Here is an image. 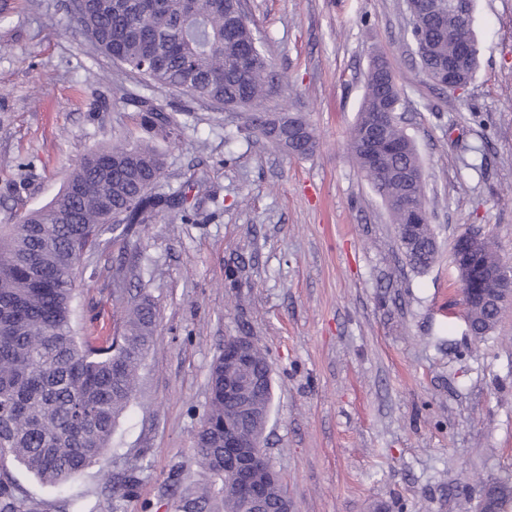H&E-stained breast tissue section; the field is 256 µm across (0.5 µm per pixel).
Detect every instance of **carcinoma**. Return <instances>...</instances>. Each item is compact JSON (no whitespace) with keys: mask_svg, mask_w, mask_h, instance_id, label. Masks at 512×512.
Segmentation results:
<instances>
[{"mask_svg":"<svg viewBox=\"0 0 512 512\" xmlns=\"http://www.w3.org/2000/svg\"><path fill=\"white\" fill-rule=\"evenodd\" d=\"M418 15L411 36L432 43V64L454 53L448 41V0ZM75 28L97 51L129 69L149 88L171 90L238 112L242 130L260 134L282 151L309 156L316 147L313 129L294 113L282 114L286 129L265 126L263 100L281 75L259 46V37L239 12L237 0H70ZM400 103L396 77L384 86L370 79L347 151L387 207L397 226L399 248L410 267L425 271L438 256L428 222L423 167L401 119L379 112L386 100ZM141 126L154 140L177 143L183 123L157 98L140 100ZM382 120L387 163L371 167L362 148L364 132ZM162 154L143 140L118 139L84 155L61 192L44 206L0 224V461L10 458L41 482L63 486L94 463L112 444L119 417L136 390L137 372L154 335L156 311L145 296L129 288L112 295L123 304L119 327L106 345L77 335V266L95 251L101 237L131 244L138 226L156 210H167L183 224L194 221L195 204L184 190L157 191ZM413 171L418 182L406 184ZM78 190L71 196L68 190ZM413 202L421 224L406 236L409 216L403 198ZM494 244L486 241L471 258L472 268L499 266ZM463 317L474 337L490 333L500 314L494 305L462 298ZM224 356L209 374V403L194 439L196 464L206 483L183 499L182 512H216L236 494L233 473L224 463V420L246 414L244 433L263 440L273 399V378L265 354L251 349L243 377L262 382L224 399ZM267 508L278 512L286 497L279 475L263 473ZM487 485L499 490V512L512 507V478ZM0 512H32L15 494L6 469L0 470Z\"/></svg>","mask_w":512,"mask_h":512,"instance_id":"carcinoma-1","label":"carcinoma"}]
</instances>
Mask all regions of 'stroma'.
Masks as SVG:
<instances>
[{"label":"stroma","instance_id":"stroma-1","mask_svg":"<svg viewBox=\"0 0 512 512\" xmlns=\"http://www.w3.org/2000/svg\"><path fill=\"white\" fill-rule=\"evenodd\" d=\"M283 75L268 100L298 112L318 146L286 154L211 104L138 83L70 29L67 0H8L0 22V224L50 202L86 152L141 136L135 102L155 97L185 130L164 146L163 184L205 178L198 222L162 212L133 247L81 261L77 322L111 337L115 275L157 309L153 342L114 446L64 487L10 462L34 512H96L136 482L119 512H179L205 479L193 437L211 365L249 336L273 370L263 452L296 512H458L461 473L512 475V307L483 340L466 333L452 248L495 242L512 264V0H475L480 65L451 92L415 60L405 0H246ZM392 66L403 125L425 174L439 257L414 271L392 219L346 142L373 56Z\"/></svg>","mask_w":512,"mask_h":512}]
</instances>
